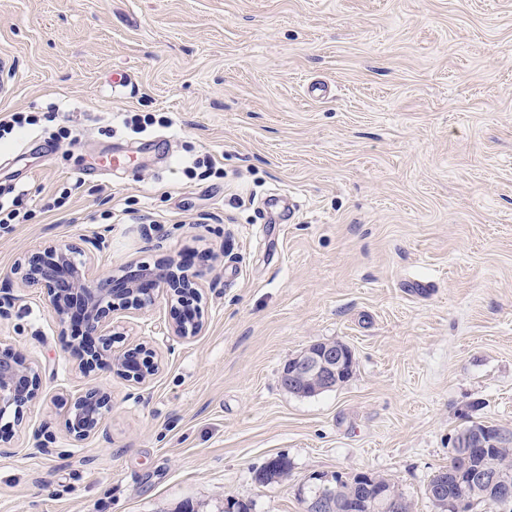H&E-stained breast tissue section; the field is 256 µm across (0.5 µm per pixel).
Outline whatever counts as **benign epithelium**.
I'll use <instances>...</instances> for the list:
<instances>
[{"label":"benign epithelium","instance_id":"obj_1","mask_svg":"<svg viewBox=\"0 0 512 512\" xmlns=\"http://www.w3.org/2000/svg\"><path fill=\"white\" fill-rule=\"evenodd\" d=\"M101 236L86 237L82 245L60 243L24 257L16 268L23 284L43 291L50 312L60 327L72 321L80 312L86 341L78 354L79 369L88 374L96 369H116L117 374L136 384L149 382L158 370L152 352L137 344L117 354L112 353V314L118 310L141 312L162 296L176 302L182 313L170 326L171 335L185 340L203 331L200 307L201 292L197 275L183 267V260L172 257L151 268L129 263L123 275H103L93 270L90 255L103 247ZM351 350L336 341L321 343L317 354L306 348L290 359V373L284 387L297 391L298 382L314 383L320 389L340 383L353 367ZM41 384L37 366L11 347L0 346V418L11 415L19 422L24 410L36 399ZM111 407V394L104 386L87 389L71 401L68 407L66 429L77 442L95 435L105 413ZM485 444L477 428H464L454 437L451 456L464 457L461 448ZM315 494L305 500V512H346L347 505L336 498V505L322 495V491L338 486L342 475L332 478L312 477ZM359 486L368 497L379 502V512H401L403 498L392 487H379L368 473L358 477ZM485 493L507 512L512 508V481L504 475L488 472L479 477Z\"/></svg>","mask_w":512,"mask_h":512}]
</instances>
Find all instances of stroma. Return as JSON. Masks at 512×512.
Instances as JSON below:
<instances>
[{"instance_id": "1", "label": "stroma", "mask_w": 512, "mask_h": 512, "mask_svg": "<svg viewBox=\"0 0 512 512\" xmlns=\"http://www.w3.org/2000/svg\"><path fill=\"white\" fill-rule=\"evenodd\" d=\"M1 111L38 120L0 140L30 213L0 228V343L42 388L0 419V512H304L315 475L358 472L435 512L456 432L512 430V0H0ZM129 112L171 124L133 134ZM62 127L77 145L42 152ZM85 235L103 274L192 258L200 336H170L164 298L113 314V350L155 354L147 384L80 373L41 290L11 284ZM324 341L350 379L289 393L283 365ZM97 384L112 406L74 441L67 404ZM274 457L287 477L259 484Z\"/></svg>"}]
</instances>
